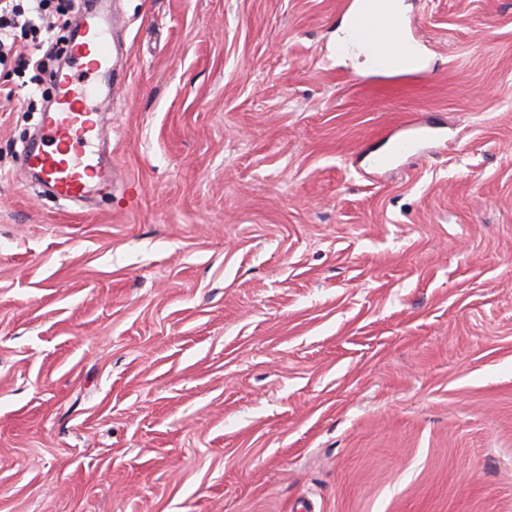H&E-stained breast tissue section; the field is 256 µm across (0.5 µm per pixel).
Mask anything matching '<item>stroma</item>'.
I'll return each instance as SVG.
<instances>
[{
	"label": "stroma",
	"instance_id": "obj_1",
	"mask_svg": "<svg viewBox=\"0 0 512 512\" xmlns=\"http://www.w3.org/2000/svg\"><path fill=\"white\" fill-rule=\"evenodd\" d=\"M344 2L110 0L83 203L0 66V512H512V0H403L407 78Z\"/></svg>",
	"mask_w": 512,
	"mask_h": 512
}]
</instances>
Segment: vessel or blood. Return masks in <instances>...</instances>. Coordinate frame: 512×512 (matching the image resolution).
<instances>
[{"label":"vessel or blood","mask_w":512,"mask_h":512,"mask_svg":"<svg viewBox=\"0 0 512 512\" xmlns=\"http://www.w3.org/2000/svg\"><path fill=\"white\" fill-rule=\"evenodd\" d=\"M346 7L352 13L351 40L373 53L375 68H401L402 52L412 38L398 13L378 19L371 10V0H348ZM111 35L110 24L100 9L89 10L69 44L72 66L55 74L54 103L43 118L38 138L27 146L23 157V166L36 172L41 182L64 200L110 189L95 149L100 119L94 90L79 86L78 80L87 76L111 85Z\"/></svg>","instance_id":"1"}]
</instances>
